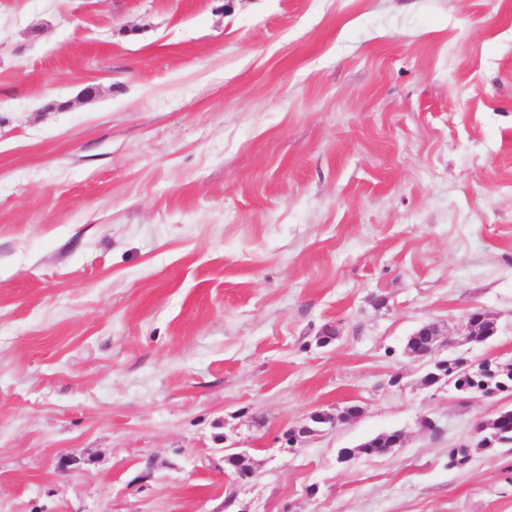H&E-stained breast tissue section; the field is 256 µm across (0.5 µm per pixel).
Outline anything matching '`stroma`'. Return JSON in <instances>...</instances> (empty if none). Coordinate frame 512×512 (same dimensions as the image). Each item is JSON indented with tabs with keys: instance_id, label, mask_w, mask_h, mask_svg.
Returning <instances> with one entry per match:
<instances>
[{
	"instance_id": "stroma-1",
	"label": "stroma",
	"mask_w": 512,
	"mask_h": 512,
	"mask_svg": "<svg viewBox=\"0 0 512 512\" xmlns=\"http://www.w3.org/2000/svg\"><path fill=\"white\" fill-rule=\"evenodd\" d=\"M427 323L512 362V0H0V512H512ZM428 329L431 331L430 336H435L431 340V344L428 346V349L425 352L420 353V357H418L419 360H424L428 358L429 356L433 359L438 358V352H437V339L438 336H440V331L438 327L434 324L428 325ZM416 334L412 336L410 344L412 347L417 349H423L428 343L430 336H426V332L424 330H416Z\"/></svg>"
}]
</instances>
